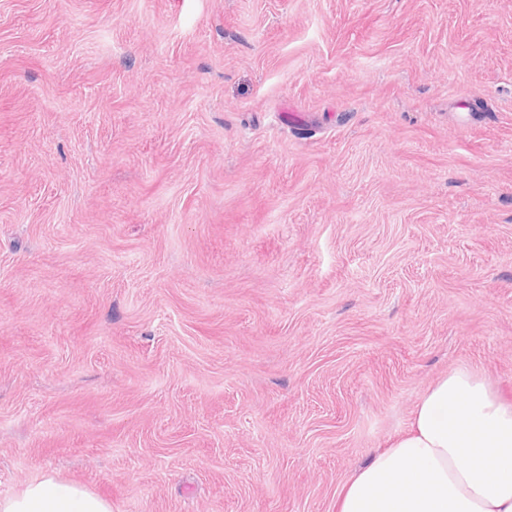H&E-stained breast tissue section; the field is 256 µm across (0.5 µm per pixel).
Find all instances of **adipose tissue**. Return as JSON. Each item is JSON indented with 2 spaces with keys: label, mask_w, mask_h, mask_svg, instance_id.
<instances>
[{
  "label": "adipose tissue",
  "mask_w": 512,
  "mask_h": 512,
  "mask_svg": "<svg viewBox=\"0 0 512 512\" xmlns=\"http://www.w3.org/2000/svg\"><path fill=\"white\" fill-rule=\"evenodd\" d=\"M0 512H112L85 485L46 474ZM339 512H512V399L458 367L420 396L408 428L355 473Z\"/></svg>",
  "instance_id": "1"
}]
</instances>
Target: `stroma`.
<instances>
[{
  "label": "stroma",
  "instance_id": "35a3bbf8",
  "mask_svg": "<svg viewBox=\"0 0 512 512\" xmlns=\"http://www.w3.org/2000/svg\"><path fill=\"white\" fill-rule=\"evenodd\" d=\"M459 366L512 394V0H0L1 495L337 512Z\"/></svg>",
  "mask_w": 512,
  "mask_h": 512
}]
</instances>
